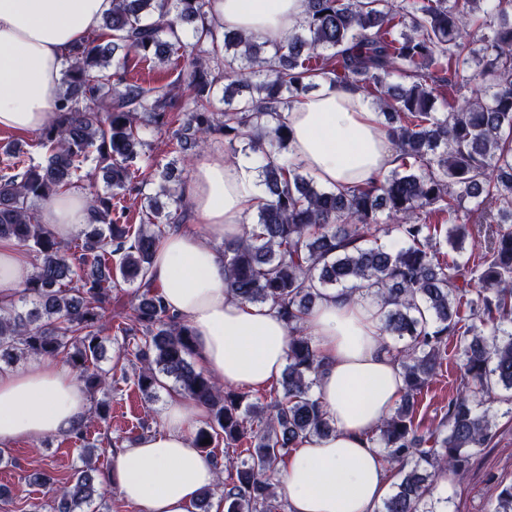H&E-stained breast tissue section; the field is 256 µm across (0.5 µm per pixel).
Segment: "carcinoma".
<instances>
[{
    "label": "carcinoma",
    "mask_w": 512,
    "mask_h": 512,
    "mask_svg": "<svg viewBox=\"0 0 512 512\" xmlns=\"http://www.w3.org/2000/svg\"><path fill=\"white\" fill-rule=\"evenodd\" d=\"M157 61L179 69L177 79L129 77L131 66ZM442 71L448 99L439 113ZM321 82L373 99L397 150L389 174L336 192L288 158L283 112ZM62 85L54 119L28 149L16 139L0 145V239L25 247L35 269L19 298L0 306V364L60 358L87 390L111 395L112 375L98 365L102 327L117 279L136 284L137 302L115 326L133 383L153 398L170 381L207 408L193 444L213 459L224 444V512H281V464L302 439L331 429L314 395L324 362L306 316L327 291L364 289L382 302L404 382L372 436L402 474L378 512H438L432 477L464 472L491 437L492 404L512 401L496 392L512 390V0H308L305 20L281 41L219 32L208 0H112ZM149 126L172 130L176 155L218 135L257 157L267 200L224 242V283L288 326L281 389L264 406L191 362L192 331L151 281L161 240L187 209L170 186L181 180L178 158L155 180L135 166ZM92 148L103 192L83 171ZM83 181L94 223L70 247L43 226L34 202ZM150 184L154 196L144 193ZM133 194L146 200L137 224L124 205ZM384 211L396 224L380 221ZM471 221L487 225L484 251L448 259L443 244L462 249ZM392 233L401 246L381 243ZM452 341L464 382L448 400V432L426 436L415 425L417 395ZM244 438L251 447L242 456ZM36 480L59 495L58 512H83L106 494L90 445L69 481L48 470Z\"/></svg>",
    "instance_id": "obj_1"
}]
</instances>
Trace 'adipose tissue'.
Returning a JSON list of instances; mask_svg holds the SVG:
<instances>
[{"label":"adipose tissue","mask_w":512,"mask_h":512,"mask_svg":"<svg viewBox=\"0 0 512 512\" xmlns=\"http://www.w3.org/2000/svg\"><path fill=\"white\" fill-rule=\"evenodd\" d=\"M112 0H0V129L33 133L47 125L62 92L72 48L98 31ZM307 0H209L225 29L283 38L304 19ZM290 153L334 190L385 176L396 154L371 98L354 86H325L285 113ZM197 219L164 239L151 278L167 308L192 330L200 367L227 386L261 387L287 363L288 328L268 307L241 302L224 284V241L237 237L263 203L252 155L228 162L220 150L200 158L183 184ZM43 224L61 241L82 237L93 214L87 194L44 202ZM33 272L15 242L0 240V300L14 298ZM380 302L364 292L329 291L307 317L323 360L315 394L332 423L291 452L278 487L288 512H376L393 476L370 436L400 402L401 370L384 345ZM89 401L63 361L40 359L0 369V446L71 434ZM206 410L174 396L163 425L112 455L100 478L138 512H195L218 470L195 448L192 420Z\"/></svg>","instance_id":"ef3b65f1"}]
</instances>
